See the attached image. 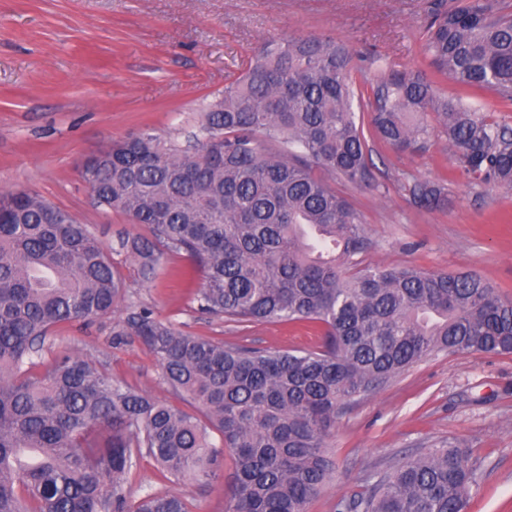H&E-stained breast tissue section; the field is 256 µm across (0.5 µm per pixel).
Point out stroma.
Returning <instances> with one entry per match:
<instances>
[{
  "instance_id": "obj_1",
  "label": "stroma",
  "mask_w": 512,
  "mask_h": 512,
  "mask_svg": "<svg viewBox=\"0 0 512 512\" xmlns=\"http://www.w3.org/2000/svg\"><path fill=\"white\" fill-rule=\"evenodd\" d=\"M455 0H0V190L29 189L70 212L100 238L125 278L128 299L194 336L278 350L314 348L317 332L278 321L238 323L198 314L184 256L166 255L143 279L116 241L145 233L128 216L93 203L81 162L114 140L151 128L183 142L200 135L202 113L265 41L322 34L350 44L363 75L423 64L422 31ZM376 186L336 181L364 221L366 263L426 272H474L512 298V188L463 175L442 131L429 148L403 154L369 138ZM444 185L448 207L411 203L409 177ZM122 312L60 332L54 352L79 348L112 380L175 406L153 354L113 344ZM452 440L482 464L469 512H512V354L435 353L336 422V477L309 512H336L377 472ZM205 489L173 483L141 457L125 489L136 499L175 492L192 512H226L228 475Z\"/></svg>"
}]
</instances>
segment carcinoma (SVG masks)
Instances as JSON below:
<instances>
[{
    "label": "carcinoma",
    "mask_w": 512,
    "mask_h": 512,
    "mask_svg": "<svg viewBox=\"0 0 512 512\" xmlns=\"http://www.w3.org/2000/svg\"><path fill=\"white\" fill-rule=\"evenodd\" d=\"M433 77L388 68L363 88L358 57L325 36L271 40L205 108L204 141L146 128L85 169L97 204L148 234L117 246L142 277L168 253L203 278L198 310L235 322H307L314 350L189 336L133 302L120 344L138 339L187 413L107 378L78 352L50 359L56 328L115 312L126 282L83 224L35 191H0V512H191L178 493L129 499L126 476L153 458L200 489L234 458L227 512H308L335 479L330 438L347 402L428 356L512 354V300L473 273L364 263L359 213L320 170L373 185L364 123L399 152L427 150L436 117L471 179L512 187V127L436 92L449 78L512 103V14L504 0L436 12L424 47ZM412 200L448 206L417 180ZM220 443L211 442V433ZM480 465L451 442L403 461L336 512H468Z\"/></svg>",
    "instance_id": "carcinoma-1"
}]
</instances>
